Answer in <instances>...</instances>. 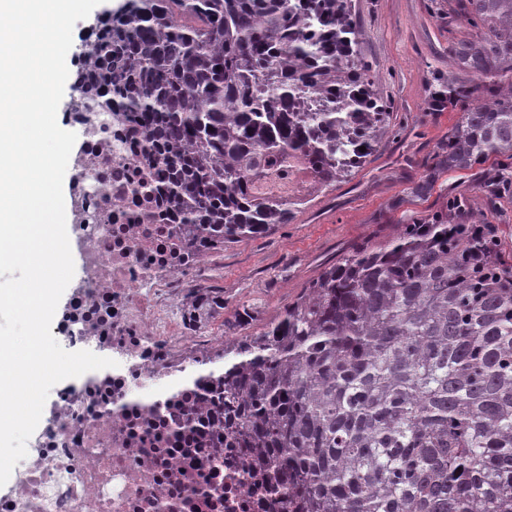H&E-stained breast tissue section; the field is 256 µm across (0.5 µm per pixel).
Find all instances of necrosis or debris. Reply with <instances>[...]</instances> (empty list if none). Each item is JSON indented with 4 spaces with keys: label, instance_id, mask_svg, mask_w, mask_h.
I'll return each mask as SVG.
<instances>
[{
    "label": "necrosis or debris",
    "instance_id": "1",
    "mask_svg": "<svg viewBox=\"0 0 512 512\" xmlns=\"http://www.w3.org/2000/svg\"><path fill=\"white\" fill-rule=\"evenodd\" d=\"M64 123L78 268L52 333L115 367L57 383L0 512H274L246 448H232L206 391L224 331L194 310L215 246L151 188L161 164L144 127L72 99Z\"/></svg>",
    "mask_w": 512,
    "mask_h": 512
}]
</instances>
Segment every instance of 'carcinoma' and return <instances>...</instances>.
<instances>
[{
    "instance_id": "carcinoma-1",
    "label": "carcinoma",
    "mask_w": 512,
    "mask_h": 512,
    "mask_svg": "<svg viewBox=\"0 0 512 512\" xmlns=\"http://www.w3.org/2000/svg\"><path fill=\"white\" fill-rule=\"evenodd\" d=\"M462 17L481 35L451 47L458 64L510 80L462 112L448 171L512 160V0H466ZM99 29L75 91L133 113L165 167L152 192L220 247L291 217L250 171L293 152L329 186L395 134L351 0H123ZM476 92L450 83L448 101ZM458 209L356 247L224 345L211 397L283 512H512V263L448 238Z\"/></svg>"
}]
</instances>
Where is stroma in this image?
Returning a JSON list of instances; mask_svg holds the SVG:
<instances>
[{
  "instance_id": "35a3bbf8",
  "label": "stroma",
  "mask_w": 512,
  "mask_h": 512,
  "mask_svg": "<svg viewBox=\"0 0 512 512\" xmlns=\"http://www.w3.org/2000/svg\"><path fill=\"white\" fill-rule=\"evenodd\" d=\"M359 49L392 105L396 137L383 140L364 165L325 187L312 183L292 194L290 223L224 247V334L234 340L278 321L288 303L322 272L360 244L388 241L398 223L445 208L451 196L464 206L459 220L496 227L499 248L512 257V191L491 195L502 172L498 158L440 175L427 194L425 179L464 109L428 111L439 80L477 84L452 58V45L476 37L461 21V0H351Z\"/></svg>"
}]
</instances>
